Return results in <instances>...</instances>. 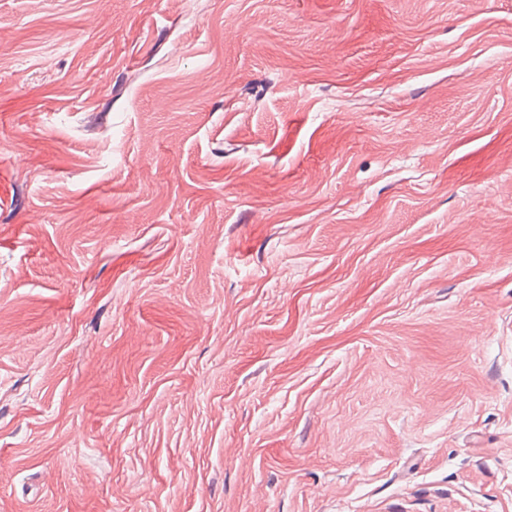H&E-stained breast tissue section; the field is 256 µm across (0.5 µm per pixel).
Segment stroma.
<instances>
[{"label":"stroma","instance_id":"obj_1","mask_svg":"<svg viewBox=\"0 0 512 512\" xmlns=\"http://www.w3.org/2000/svg\"><path fill=\"white\" fill-rule=\"evenodd\" d=\"M0 0V512H512V0Z\"/></svg>","mask_w":512,"mask_h":512}]
</instances>
